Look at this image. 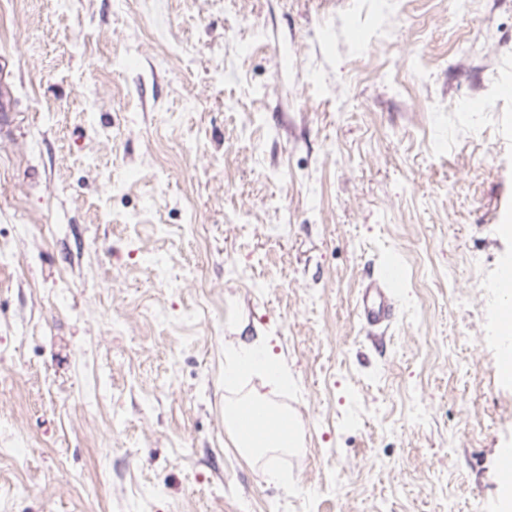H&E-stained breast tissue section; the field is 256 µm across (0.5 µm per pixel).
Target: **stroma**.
I'll use <instances>...</instances> for the list:
<instances>
[{"label": "stroma", "mask_w": 512, "mask_h": 512, "mask_svg": "<svg viewBox=\"0 0 512 512\" xmlns=\"http://www.w3.org/2000/svg\"><path fill=\"white\" fill-rule=\"evenodd\" d=\"M0 90V512H500L512 0H0ZM401 280V268L397 258L388 257L383 271L361 289L357 303V316L367 327L390 324L396 308L394 288ZM270 337L261 338L248 343L238 339L232 346L231 360L224 370V381L228 377H236V372L242 366L252 365L265 368L267 371L266 384L273 389L282 387L288 380V369L272 351ZM250 407L252 410L265 411L266 404L263 397L256 395L247 401L225 403L224 421L229 430L235 436L236 444L239 448L249 455L263 454L271 448H291L296 443L295 436H291L286 431L276 432L275 434L266 433L262 429L246 433L239 426V417L242 408ZM270 419L277 420L272 414L265 411Z\"/></svg>", "instance_id": "35a3bbf8"}]
</instances>
